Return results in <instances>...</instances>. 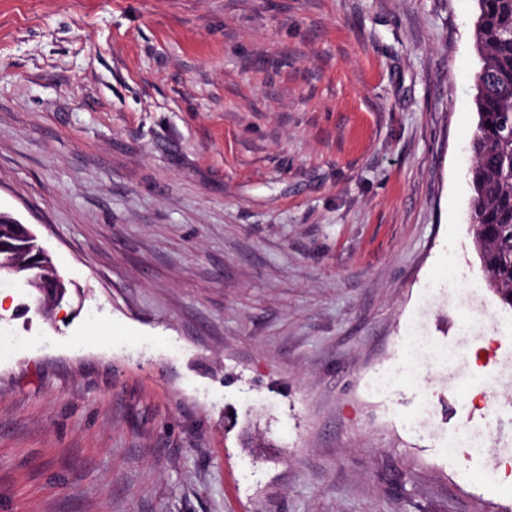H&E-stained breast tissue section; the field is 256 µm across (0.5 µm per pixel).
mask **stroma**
I'll return each instance as SVG.
<instances>
[{
  "mask_svg": "<svg viewBox=\"0 0 512 512\" xmlns=\"http://www.w3.org/2000/svg\"><path fill=\"white\" fill-rule=\"evenodd\" d=\"M477 0H0V210L66 293L0 276V512H512L444 437ZM406 348L410 350L416 368L425 362H448L456 358L465 359V355L455 345H440L431 336L410 333L405 339Z\"/></svg>",
  "mask_w": 512,
  "mask_h": 512,
  "instance_id": "1",
  "label": "stroma"
}]
</instances>
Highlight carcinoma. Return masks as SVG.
I'll return each instance as SVG.
<instances>
[{
    "label": "carcinoma",
    "mask_w": 512,
    "mask_h": 512,
    "mask_svg": "<svg viewBox=\"0 0 512 512\" xmlns=\"http://www.w3.org/2000/svg\"><path fill=\"white\" fill-rule=\"evenodd\" d=\"M478 123L469 170L474 246L488 288L512 310V0H478Z\"/></svg>",
    "instance_id": "1"
}]
</instances>
